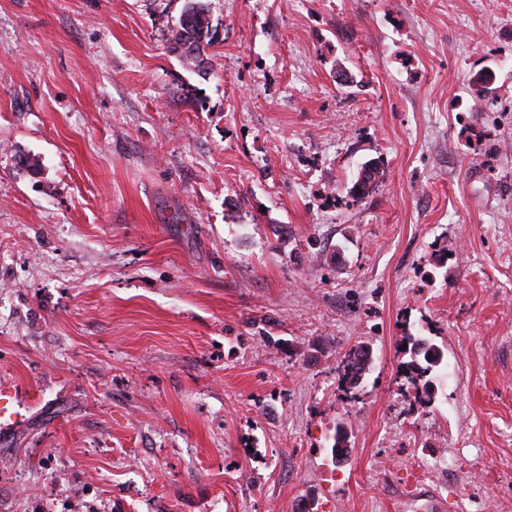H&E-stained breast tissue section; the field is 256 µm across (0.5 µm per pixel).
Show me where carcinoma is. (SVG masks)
<instances>
[{"mask_svg": "<svg viewBox=\"0 0 512 512\" xmlns=\"http://www.w3.org/2000/svg\"><path fill=\"white\" fill-rule=\"evenodd\" d=\"M213 39L212 26L208 10L202 0H186L179 21L172 30L169 48L177 53L188 66L203 72L207 66L206 48ZM368 169L356 177L350 188L352 197L363 198L369 188L378 182L381 175L379 163L365 162ZM407 347L400 353L407 356L401 368L408 375V380L422 396L424 403L432 405L437 400V384L445 367L447 359L444 351L433 340L421 332L410 333L403 337ZM372 366V350L369 345L359 343L348 349L337 361L336 373L339 387L351 395L364 383L366 375ZM350 431L343 422L336 423L332 435V460L349 454L348 440Z\"/></svg>", "mask_w": 512, "mask_h": 512, "instance_id": "obj_1", "label": "carcinoma"}]
</instances>
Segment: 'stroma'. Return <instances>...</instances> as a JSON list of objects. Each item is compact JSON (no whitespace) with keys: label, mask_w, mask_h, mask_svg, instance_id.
Segmentation results:
<instances>
[{"label":"stroma","mask_w":512,"mask_h":512,"mask_svg":"<svg viewBox=\"0 0 512 512\" xmlns=\"http://www.w3.org/2000/svg\"><path fill=\"white\" fill-rule=\"evenodd\" d=\"M205 3L0 0V512H512V0ZM212 39V26L205 4L202 0H186L179 21L172 30L170 50L188 66L203 72L208 63L205 51ZM186 45L193 46L195 53L185 52L183 48ZM364 165L368 166V169L361 176V170L363 169ZM380 170L381 167L379 163L373 162L371 160L365 162L361 166L360 171L356 177V180L353 182V185L350 188V193L352 197L356 199L363 198L369 192V188L373 184H376L378 182L379 177L381 175ZM404 343H407V348H403ZM401 344L400 353L403 357L408 356L406 361H402L403 372L424 403L433 405L437 400V384H440L442 372L447 367L444 351L420 331L403 336ZM372 366V350L368 344L358 343L348 349L337 361L336 373L339 387L355 398L353 391L359 389Z\"/></svg>","instance_id":"stroma-1"}]
</instances>
